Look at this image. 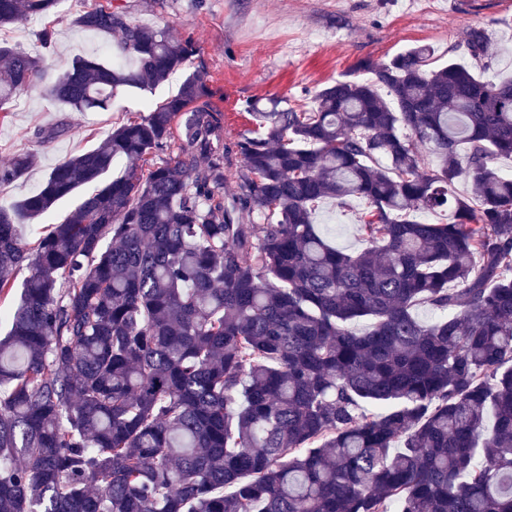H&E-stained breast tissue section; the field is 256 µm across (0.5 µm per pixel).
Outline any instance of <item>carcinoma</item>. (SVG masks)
Wrapping results in <instances>:
<instances>
[{"instance_id": "cac0c4a2", "label": "carcinoma", "mask_w": 512, "mask_h": 512, "mask_svg": "<svg viewBox=\"0 0 512 512\" xmlns=\"http://www.w3.org/2000/svg\"><path fill=\"white\" fill-rule=\"evenodd\" d=\"M60 4L0 0V28ZM73 25L116 40L54 76L1 43V111L36 81L92 112L184 79L0 205V294L29 269L0 338V512H512V80L480 74L487 30L470 66L424 44L309 112L249 101L257 128L227 141L192 39L112 0ZM325 199L366 204L364 248L327 241ZM94 186H86L81 193L59 201L46 215L36 220L33 224H23L22 235L26 243L32 242L38 234L46 229V225L60 221L80 201L83 194L90 193Z\"/></svg>"}]
</instances>
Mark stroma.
I'll return each mask as SVG.
<instances>
[{
	"label": "stroma",
	"mask_w": 512,
	"mask_h": 512,
	"mask_svg": "<svg viewBox=\"0 0 512 512\" xmlns=\"http://www.w3.org/2000/svg\"><path fill=\"white\" fill-rule=\"evenodd\" d=\"M90 0H62L48 18L0 29V41L42 52L38 34L55 31L44 52L51 72H62L72 59L105 52L102 36L72 23ZM133 22L164 26L176 37L193 38L199 51L191 70L204 72L210 101L224 114V136L233 140L253 128L247 100L275 96L285 106L309 108L316 90L353 74L358 61L382 62L422 43L436 50V65L470 60L465 34L473 27L489 32L498 54L487 78L512 76V0H122ZM182 74L149 92L122 93L106 112H68L46 97L41 85L18 95L0 111V165L31 152L33 166L19 179L0 184V204L36 191L50 169L99 144L127 120L146 115L150 103L176 94ZM67 124L53 142L38 143L37 129ZM361 202L337 211L320 203L316 221L339 248L363 246L356 212Z\"/></svg>",
	"instance_id": "obj_1"
}]
</instances>
